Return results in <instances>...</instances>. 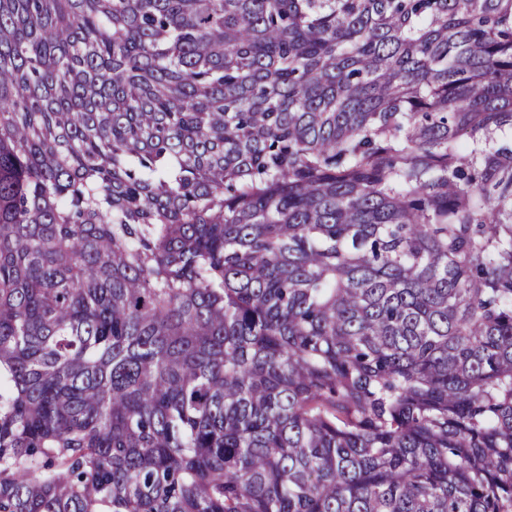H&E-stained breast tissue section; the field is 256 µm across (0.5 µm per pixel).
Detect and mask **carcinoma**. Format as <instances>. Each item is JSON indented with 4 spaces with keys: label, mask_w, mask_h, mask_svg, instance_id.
<instances>
[{
    "label": "carcinoma",
    "mask_w": 512,
    "mask_h": 512,
    "mask_svg": "<svg viewBox=\"0 0 512 512\" xmlns=\"http://www.w3.org/2000/svg\"><path fill=\"white\" fill-rule=\"evenodd\" d=\"M0 512H512V0H0Z\"/></svg>",
    "instance_id": "1"
}]
</instances>
